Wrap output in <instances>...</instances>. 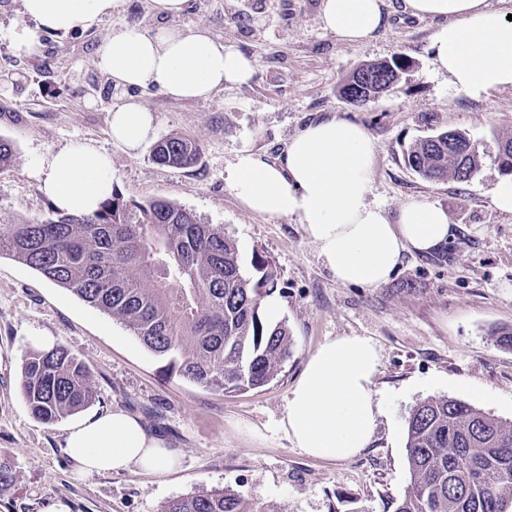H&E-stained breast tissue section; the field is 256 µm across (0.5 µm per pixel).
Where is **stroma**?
Masks as SVG:
<instances>
[{"mask_svg":"<svg viewBox=\"0 0 512 512\" xmlns=\"http://www.w3.org/2000/svg\"><path fill=\"white\" fill-rule=\"evenodd\" d=\"M322 0H190L184 24L207 28L254 61L248 84L211 99L176 101L158 86L136 90L156 116V135L195 140L199 160L187 168L153 162L151 145L129 154L110 134L112 107L127 91L92 65L114 27L149 31L150 0H128L126 12L97 29L43 34L38 54L19 53L16 30L27 25L21 0H0V137L15 146L0 173V224L41 219L53 205L31 175L32 155L76 140L112 156V186L125 199L162 198L223 227L235 240L244 276L254 254L277 270L281 320L292 353L277 378L224 393L162 375V360L120 321L35 270L0 256V461L14 486L0 492V512H159L168 500L211 489L242 492L248 512H394L409 483L405 422L420 401L446 396L512 422V349L496 330L512 327V219L490 201L500 176L499 141L512 137V89L480 96L457 92L432 65L436 25L406 16L386 0V21L368 42L348 45L324 31ZM403 55L410 66L389 92L355 106L341 82L360 66ZM364 128L374 141L372 197L389 215L407 203L440 204L454 234L439 252L405 255L379 286L337 282L316 246L291 217L246 211L224 182L244 152L276 157L318 119ZM462 131L480 145L468 182L429 180L405 161L417 140ZM33 336L54 337L91 373L95 401L85 415L124 412L178 455L174 469L81 477L66 448L68 419H35L20 390ZM362 336L380 348L375 389L382 400L376 434L360 455L342 461L305 454L280 429L289 392L308 358L326 341Z\"/></svg>","mask_w":512,"mask_h":512,"instance_id":"obj_1","label":"stroma"}]
</instances>
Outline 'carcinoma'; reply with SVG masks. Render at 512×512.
I'll return each mask as SVG.
<instances>
[{
    "label": "carcinoma",
    "mask_w": 512,
    "mask_h": 512,
    "mask_svg": "<svg viewBox=\"0 0 512 512\" xmlns=\"http://www.w3.org/2000/svg\"><path fill=\"white\" fill-rule=\"evenodd\" d=\"M406 57L364 65L340 87L353 104L396 85ZM15 147L0 138V172ZM480 151L465 132H441L414 144L408 165L430 180L468 181ZM199 145L183 136L158 141L152 159L189 167ZM499 169L512 174V139L497 146ZM7 254L120 320L179 376L226 393L256 389L279 374L292 337L266 322L262 299L277 288L272 263L253 256L257 279L240 272L224 228L204 224L164 199L128 202L116 193L91 215L60 213L0 224ZM21 391L34 418L50 423L95 401L90 374L70 350L55 346L25 361ZM410 484L395 512H512V423L466 402L430 397L407 419ZM160 512H246L245 498L214 489L167 501Z\"/></svg>",
    "instance_id": "obj_1"
}]
</instances>
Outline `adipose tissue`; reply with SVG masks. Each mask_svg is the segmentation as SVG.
<instances>
[{"mask_svg":"<svg viewBox=\"0 0 512 512\" xmlns=\"http://www.w3.org/2000/svg\"><path fill=\"white\" fill-rule=\"evenodd\" d=\"M128 0H22L29 26L14 34L17 49L38 53L46 32L98 27L125 12ZM384 0H322L320 23L342 42L371 40L384 23ZM405 14L437 22L434 64L468 95L512 88V0H402ZM164 26L154 32L124 26L96 50L94 67L114 87L159 86L170 98L205 100L227 85L247 84L254 62L205 28L177 25L189 0H151ZM113 140L137 152L152 139L155 115L131 99L111 113ZM376 145L352 122L331 118L309 124L276 161L243 153L225 167L224 182L248 211L290 216L314 243L337 281L374 287L398 269L405 253L428 255L451 237L438 204L411 202L397 217L371 198ZM31 173L55 207L93 214L112 192V157L90 141L33 156ZM381 367L377 345L361 336L322 344L308 359L281 420L287 437L309 456L345 460L375 435L381 405L374 385ZM66 448L81 474L146 472L176 463L162 441L133 417L112 412L68 428Z\"/></svg>","mask_w":512,"mask_h":512,"instance_id":"1","label":"adipose tissue"}]
</instances>
